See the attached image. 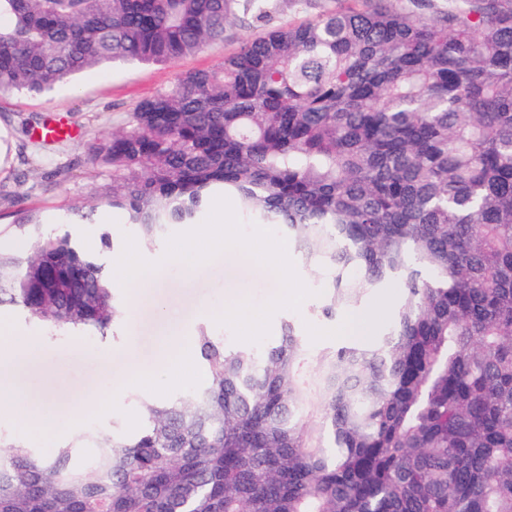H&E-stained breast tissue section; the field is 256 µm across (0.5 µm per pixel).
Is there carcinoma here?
Here are the masks:
<instances>
[{
	"label": "carcinoma",
	"instance_id": "cac0c4a2",
	"mask_svg": "<svg viewBox=\"0 0 512 512\" xmlns=\"http://www.w3.org/2000/svg\"><path fill=\"white\" fill-rule=\"evenodd\" d=\"M281 0H0V95L48 97L120 62L170 65L267 25ZM111 182L65 218L125 211L149 248L216 195L275 224L325 288L318 314L404 287L387 328L310 355L293 323L231 347L198 329L205 384L142 401L134 435L43 456L0 434V512H512V0H347L177 76L87 145ZM0 308L48 338L127 315L87 251L15 212Z\"/></svg>",
	"mask_w": 512,
	"mask_h": 512
}]
</instances>
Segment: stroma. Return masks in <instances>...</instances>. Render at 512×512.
<instances>
[{
	"label": "stroma",
	"mask_w": 512,
	"mask_h": 512,
	"mask_svg": "<svg viewBox=\"0 0 512 512\" xmlns=\"http://www.w3.org/2000/svg\"><path fill=\"white\" fill-rule=\"evenodd\" d=\"M263 32V27L255 23H236L227 27L223 40L184 56L174 65L106 67L99 80L85 72L48 100L28 95L0 96V192L21 195L24 208L39 212L46 232L62 230L70 209L111 180L108 169L87 164V142L122 128L126 114L139 100L168 88L177 75L214 67L225 54ZM51 120L75 129V137L39 146L31 130ZM56 168L65 169L63 182L55 189L43 190V173ZM166 246L162 240L140 251L143 258L159 264L158 275L145 299L136 300L129 289L116 287V294L129 305L130 314L120 323L114 338L102 341L74 335L50 340L37 323L19 311L0 309V320L7 321L16 334L44 345L43 350L13 365L7 397L15 407L39 406L54 413L48 434L27 430L21 418L10 413L0 415V433L19 439L44 455L90 429L108 430L115 426L122 432L134 433L143 423L141 400H158L189 386L188 381L170 378L157 366L159 341L173 324L183 325L191 337L200 325L214 326L228 345H235L232 329L216 322L225 306L223 260L209 261L189 273L179 264L165 260ZM323 300L319 294L307 298L299 310L276 312L271 319L269 342L280 338L282 323L289 319L310 351L344 343L341 329L348 317L340 315L330 320L319 316L317 309ZM131 365L153 371L154 384L113 393L114 383ZM103 392L113 395L107 411L70 415V408L80 405L87 395Z\"/></svg>",
	"instance_id": "1"
}]
</instances>
